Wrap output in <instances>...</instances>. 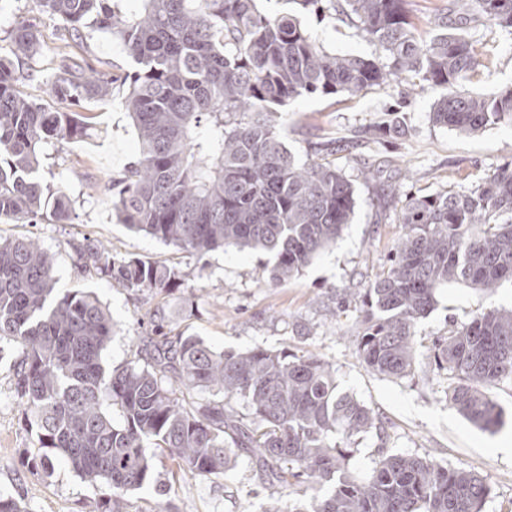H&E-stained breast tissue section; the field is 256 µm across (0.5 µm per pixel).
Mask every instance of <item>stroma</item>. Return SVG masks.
I'll use <instances>...</instances> for the list:
<instances>
[{
	"mask_svg": "<svg viewBox=\"0 0 512 512\" xmlns=\"http://www.w3.org/2000/svg\"><path fill=\"white\" fill-rule=\"evenodd\" d=\"M24 20L40 22L44 34L42 54L32 68L51 73L59 44L56 26L40 18L33 0H0V55L10 54V33ZM301 22L328 51L370 59L381 54L377 43L332 8L304 12ZM472 34L481 43L484 62L470 89L492 96L512 88V35L480 24ZM71 50L102 73L134 68L105 33H94ZM438 97L429 87L412 92L393 84L358 95L301 96L279 107L278 129L288 149L303 162L334 160L356 194L354 213L335 245L283 283L263 275L267 256L262 252L230 249L201 259L119 223L112 209V180L140 151L125 106L126 88L119 84L107 103H88L92 124L87 137L43 150L40 172L68 194V221L31 224L2 218L0 236L35 238L53 257L59 293L88 290L109 308L115 328L104 353L108 368L136 360L149 318L159 311L169 317L173 332L197 336L217 350L260 346L316 354L335 366L342 391L380 413L390 451L475 471L490 488L484 512H512V456L497 450L502 440L512 438V383L493 390L504 424L491 433L448 404L430 350L420 349L414 375L398 380L370 373L354 354L361 297L399 236L397 217L409 197L469 191L485 174L512 162V124L462 136L432 123ZM374 162L392 178L391 200L382 198V181L363 176ZM89 241L108 246L119 257L141 256L174 266L185 273V285L167 294L139 295L108 277L85 273L76 249ZM188 291L194 306L182 316L178 310ZM493 309H512V285L488 293L454 284L440 291L417 330L429 338L444 336L451 323ZM19 357L18 348L0 350V492L22 496L28 512H103L112 495L107 482H85L58 456L50 469L34 465L35 437L14 385ZM154 463L153 481L127 493V512H264L267 506L269 490L247 457L226 474L211 477L195 475L161 452Z\"/></svg>",
	"mask_w": 512,
	"mask_h": 512,
	"instance_id": "1",
	"label": "stroma"
}]
</instances>
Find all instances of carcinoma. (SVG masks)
<instances>
[{"mask_svg": "<svg viewBox=\"0 0 512 512\" xmlns=\"http://www.w3.org/2000/svg\"><path fill=\"white\" fill-rule=\"evenodd\" d=\"M36 0L41 14L82 43L109 33L136 64L133 75H101L65 42L56 54L48 99L26 92L34 70L19 61L41 54L34 23L11 33L0 56V218L33 221L70 215L64 189L39 173L45 146L86 135L82 109L106 102L116 83L141 144L137 160L112 181V209L134 232L203 259L229 248L268 256L278 282L297 275L336 241L355 207V189L335 163H301L284 144L276 108L302 95H357L392 80L441 90L431 121L464 135L512 123V89L493 98L466 88L480 65L471 24L512 35V0H448L420 38L407 0H337L383 51L369 59L336 54L314 41L297 14L270 17L256 0ZM388 263L361 299L355 354L376 375L414 374L423 346L417 324L453 284L492 292L512 283V162L466 193L412 196ZM79 266L134 292H170L185 274L159 260L116 258L92 242L76 248ZM52 256L35 240L0 241V345H16L18 394L26 399L40 448H54L86 481H105V512H126L154 454L196 475H222L248 456L272 487L315 493L289 512H483L489 488L475 472L412 454L391 453L371 406L342 391L323 358L286 349L216 350L197 336L165 331L150 318L146 361L106 370L114 334L95 294L55 288ZM448 404L481 430L503 424L492 389L512 381V310H489L431 340ZM213 396L204 403L186 395ZM242 402L243 412L224 399ZM117 408L115 420L107 408ZM371 473L350 462L371 436Z\"/></svg>", "mask_w": 512, "mask_h": 512, "instance_id": "cac0c4a2", "label": "carcinoma"}]
</instances>
